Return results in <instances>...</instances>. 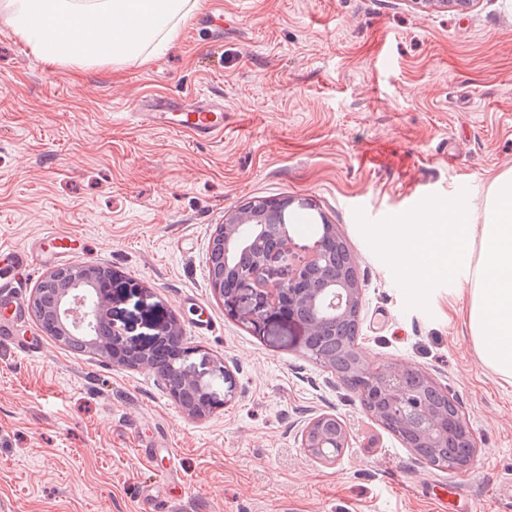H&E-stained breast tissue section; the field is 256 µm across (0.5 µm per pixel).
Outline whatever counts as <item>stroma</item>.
Segmentation results:
<instances>
[{"label":"stroma","mask_w":512,"mask_h":512,"mask_svg":"<svg viewBox=\"0 0 512 512\" xmlns=\"http://www.w3.org/2000/svg\"><path fill=\"white\" fill-rule=\"evenodd\" d=\"M199 100L224 135L146 128V101ZM512 171V0L421 12L410 0H202L167 50L118 67L45 63L0 24V247L55 231L72 264L112 269V315L148 340L177 319L225 364L229 401L185 413L151 369L47 335L30 300L55 263L0 296V512H512V384L478 359L461 312L472 271L406 288L380 230ZM258 198L323 214L355 260L357 347L447 390L477 442L466 470L431 467L300 346L224 313L208 256L227 213ZM332 414L334 462L301 445ZM453 487L440 509L432 487Z\"/></svg>","instance_id":"stroma-1"}]
</instances>
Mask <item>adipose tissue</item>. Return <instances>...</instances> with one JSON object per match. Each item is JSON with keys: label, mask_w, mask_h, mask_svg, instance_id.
Instances as JSON below:
<instances>
[{"label": "adipose tissue", "mask_w": 512, "mask_h": 512, "mask_svg": "<svg viewBox=\"0 0 512 512\" xmlns=\"http://www.w3.org/2000/svg\"><path fill=\"white\" fill-rule=\"evenodd\" d=\"M200 0H0V17L52 65L149 61ZM409 288L421 291L462 260L473 274L465 324L482 365L512 381V173L481 210L463 203L388 230Z\"/></svg>", "instance_id": "1"}]
</instances>
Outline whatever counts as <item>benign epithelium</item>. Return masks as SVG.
Instances as JSON below:
<instances>
[{"label": "benign epithelium", "mask_w": 512, "mask_h": 512, "mask_svg": "<svg viewBox=\"0 0 512 512\" xmlns=\"http://www.w3.org/2000/svg\"><path fill=\"white\" fill-rule=\"evenodd\" d=\"M427 12L434 7H452L465 11L476 0H410ZM280 207L263 203L249 212L234 211L224 217L213 238L221 248V272L211 278L210 288L224 302L231 316L241 312V301L247 292L261 296L259 305L249 310L251 324L258 334L265 333L264 310L272 311L304 326V351H310L313 338L329 326H337L351 312L360 311L361 288L355 271L337 275L323 273L324 244L336 238L335 225L325 224L324 236L314 241L305 257L291 253V225L278 220ZM281 260L292 268L289 277L271 282L262 277L267 266ZM68 277L57 283L53 302L57 328L63 338L77 337L85 350L108 358L112 363L131 368H154L153 355L171 339H182L178 324L161 326L155 342L145 344L126 334L112 319V271L96 265H75L64 268ZM233 282L231 291H224V280ZM353 368L363 380L362 395L371 402V414L382 423L389 421L410 432L408 444L417 454L426 448L448 445V416L425 398L410 392L409 376L418 373L410 365L367 366L357 348L350 349ZM180 380L169 385L175 399L191 391L195 399L183 404L193 417H204L223 405L232 392V378L227 368L201 353L198 348L185 347L177 357ZM348 433L341 421L332 415H321L306 427L302 447L321 461H334L347 445Z\"/></svg>", "instance_id": "7a95c632"}]
</instances>
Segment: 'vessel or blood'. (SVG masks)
Segmentation results:
<instances>
[{"label":"vessel or blood","mask_w":512,"mask_h":512,"mask_svg":"<svg viewBox=\"0 0 512 512\" xmlns=\"http://www.w3.org/2000/svg\"><path fill=\"white\" fill-rule=\"evenodd\" d=\"M140 125L156 129L177 130L196 139H212L224 133V114L203 103H168L155 99L146 112L136 113ZM45 249L33 252L13 248H0V289L10 290L19 273L35 260H60L72 252V239L61 234L45 235Z\"/></svg>","instance_id":"1"}]
</instances>
